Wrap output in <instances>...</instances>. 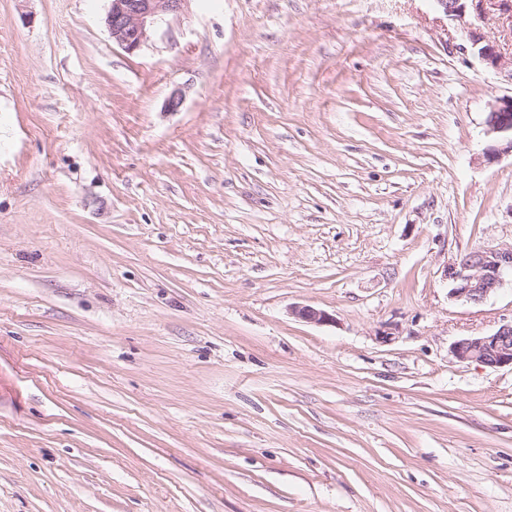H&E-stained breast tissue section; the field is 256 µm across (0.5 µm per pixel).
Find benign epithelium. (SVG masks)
<instances>
[{"label":"benign epithelium","mask_w":512,"mask_h":512,"mask_svg":"<svg viewBox=\"0 0 512 512\" xmlns=\"http://www.w3.org/2000/svg\"><path fill=\"white\" fill-rule=\"evenodd\" d=\"M187 0H110L105 24L112 41L126 52L138 51L149 40L151 32L162 19L182 9ZM447 16L462 19L465 0H435ZM478 56L489 67H502V57L491 44H481L482 38L468 32ZM487 133L495 144L486 150L488 159L512 155V96L501 98L491 107L486 121ZM512 274V246L481 249L466 254L447 269L452 281L451 295L470 303H480L496 292L506 274ZM293 314L309 322L322 324L332 320L327 312L309 305L298 306ZM461 361H477L487 367H512V322L505 323L486 335L458 341L454 346Z\"/></svg>","instance_id":"benign-epithelium-1"}]
</instances>
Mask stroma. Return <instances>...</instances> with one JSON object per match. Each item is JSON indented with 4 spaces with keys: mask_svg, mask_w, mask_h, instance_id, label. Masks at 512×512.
<instances>
[{
    "mask_svg": "<svg viewBox=\"0 0 512 512\" xmlns=\"http://www.w3.org/2000/svg\"><path fill=\"white\" fill-rule=\"evenodd\" d=\"M0 0V512H512V82L436 0ZM466 19L512 57V0ZM180 92L178 110L167 108ZM309 305L332 315H293ZM186 0H110L105 24L112 41L126 52L138 51L162 19L182 9ZM487 133L494 135L495 144L486 150L489 160L501 155L512 156V95L501 98L491 107L486 121ZM508 273L512 275V246L468 253L447 269L446 276L453 284L451 295L480 303L502 286ZM454 352L460 361H477L491 368H512V321L502 324L493 333L458 341Z\"/></svg>",
    "mask_w": 512,
    "mask_h": 512,
    "instance_id": "1",
    "label": "stroma"
}]
</instances>
